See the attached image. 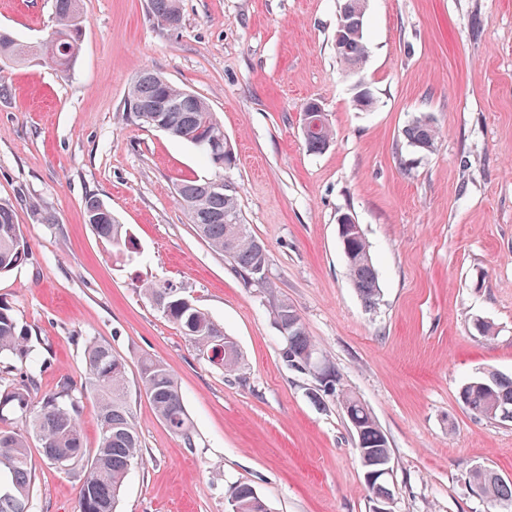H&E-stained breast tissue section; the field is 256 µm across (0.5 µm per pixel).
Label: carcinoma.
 Returning <instances> with one entry per match:
<instances>
[{"mask_svg":"<svg viewBox=\"0 0 512 512\" xmlns=\"http://www.w3.org/2000/svg\"><path fill=\"white\" fill-rule=\"evenodd\" d=\"M154 18L168 27L181 24L180 0H149ZM363 0H343L336 29L350 33L345 48L336 52L339 62L348 66L368 57L365 21L358 13ZM55 27L39 46H28L7 32H0V58L20 63L38 56L46 63L67 66L80 52L83 15L80 0H55ZM173 105L171 112L159 113V120L168 126L166 133L191 146L205 157L209 148L198 147L197 134L222 123L208 103L198 95L179 88L151 70H144L132 81L125 98L122 114L131 122L156 127L138 116L136 108L160 96ZM408 145L420 152L434 150L438 129L433 117L422 113L403 130ZM202 180H183L176 185V195L186 210L198 234L216 253L224 256L244 285L268 284L255 271L269 266L266 247L251 234L244 224L237 197L221 187L212 192L202 189ZM86 223L93 226L98 237L108 242L121 257H130V234L113 215L101 211V200L89 196L84 202ZM27 246L20 229L14 223L12 204L0 201V275L12 271L27 259ZM347 271L353 287L368 304L379 295V279L364 236L355 238L345 254ZM143 293L171 322L188 336L195 349L202 353L218 345L223 352L209 363L231 374L240 370L242 355L232 337L208 313L198 308L189 296L160 282L145 284ZM271 313L277 324H291L284 339L282 359L299 372L304 371V355L317 350L293 304L276 300ZM10 359L25 367L26 377L34 374L46 359L34 349L27 326L20 323L13 309L0 303V359ZM86 373L80 386L69 381L59 385L52 394L34 403L29 386L23 385L0 393V418L12 414L20 423L16 431L0 429V512H32L34 474L27 452L30 442L42 448L47 462L61 470L77 466L85 469L79 488L80 512H116L117 501L130 467L141 453V440L129 404V389L125 360L112 352L109 344L91 339L85 347ZM479 386L462 389L464 405L476 416L502 420V413H512V378L489 372L475 379ZM160 420L188 446L194 445L193 425L185 410L177 381L171 370L151 358L141 361L138 381ZM95 399L101 426L98 447L84 448L78 422L79 396ZM362 418L363 451L371 458L391 454L386 435L371 412L357 411ZM240 512H257L253 506L252 488H236ZM484 498L493 506L512 507V480H486Z\"/></svg>","mask_w":512,"mask_h":512,"instance_id":"carcinoma-1","label":"carcinoma"}]
</instances>
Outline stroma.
<instances>
[{"label": "stroma", "instance_id": "stroma-1", "mask_svg": "<svg viewBox=\"0 0 512 512\" xmlns=\"http://www.w3.org/2000/svg\"><path fill=\"white\" fill-rule=\"evenodd\" d=\"M342 0H180L182 24L148 0H81L82 49L67 68L32 59L0 71V199L28 258L0 275V302L46 363L34 396L81 383L88 339L126 362L141 443L117 512H230L247 484L268 512H372L353 433L313 376L289 368L270 315L288 299L391 448L394 512H488L473 467L512 479V422L474 416L464 384L512 377V0H368L362 72L374 105H352L333 37ZM52 0H0V31L39 44ZM202 97L237 160L224 174L253 236L270 251L268 285L244 286L199 237L175 187L212 177L192 146L126 121L142 70ZM324 109L333 140L307 150L301 109ZM431 114L435 149L402 131ZM96 195L139 253L116 257L85 221ZM57 221L45 224L41 211ZM352 214L380 297L353 288L338 236ZM165 282L191 296L243 355L229 375L142 293ZM490 326L480 336L475 323ZM172 369L195 429L186 447L139 391L142 358ZM33 512H79L83 470L31 447Z\"/></svg>", "mask_w": 512, "mask_h": 512}]
</instances>
